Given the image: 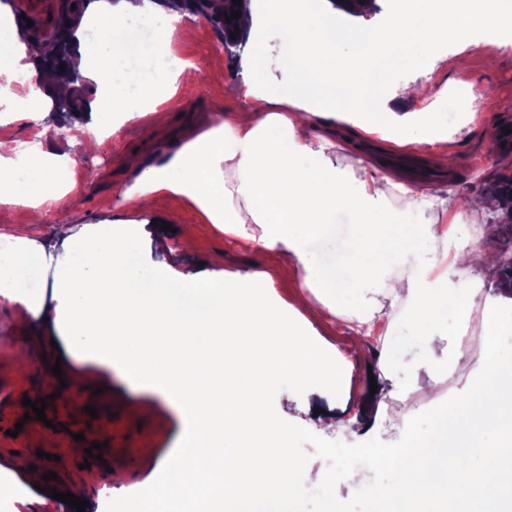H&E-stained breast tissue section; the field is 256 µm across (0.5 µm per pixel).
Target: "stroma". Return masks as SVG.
I'll return each mask as SVG.
<instances>
[{
    "label": "stroma",
    "mask_w": 512,
    "mask_h": 512,
    "mask_svg": "<svg viewBox=\"0 0 512 512\" xmlns=\"http://www.w3.org/2000/svg\"><path fill=\"white\" fill-rule=\"evenodd\" d=\"M10 2L20 31L38 41L55 32L65 8L63 0H43L33 11L25 0ZM172 47L177 57L193 64L199 78L180 86L178 107L167 124L156 125L149 118L135 116L90 149L82 129L84 119L73 108L43 112L33 121L0 111V139L9 141L15 151H22L30 141L42 150L59 145L72 160L69 190L43 207L37 237L43 270L33 306L0 300V416L23 425L14 437L0 431V448L17 449L20 457L16 463L0 458V476L7 477L12 486L11 492L0 495L9 512H76L34 488L26 469L30 462L68 477L69 491L88 502L85 512H133L143 486L175 454L186 426L183 414L159 393L129 382L117 368L86 360L67 316L58 311L63 290L57 270L67 256L75 248L90 245L102 230L137 218L121 199L135 178L126 165L127 154L136 151L147 160H159L171 143L185 144L222 124L229 110L251 104L245 95L241 64L252 52V37L244 38L235 55H226L221 31L211 17L189 13L178 24ZM438 77L447 82L449 94L464 99L448 116V131L455 140V163L448 183L450 206L445 211L425 209L433 186L411 179L387 192L386 206L405 209L411 224L429 216L438 224L468 225L469 238L479 240L487 258L497 263L502 256L512 255V229L501 224L504 211L500 200L493 198L492 187L500 173L512 171V147L489 154L483 149V139L502 125H512V44L472 50L467 69L443 68ZM399 150V145L384 141L379 133L364 132L351 143H337L332 157L342 169L354 170L364 156L382 161ZM474 194L491 200L483 224L497 225L494 237H483V224L470 223L467 213L456 205L458 199ZM153 217L154 224L144 227L142 261L162 275L174 278L185 266L217 258L226 268L242 271L264 262L261 248L225 237L223 227L209 223L190 199L157 200ZM361 296L381 301L384 316H393L397 310L402 313L391 330L392 340L404 348L394 377L426 381V370L412 366L416 350L409 341V306L381 300L374 288L362 290ZM348 357L353 370L346 414L353 422L327 432V439L353 444L357 433L375 424L383 440H396L411 416L407 402L397 396L386 399L381 407L367 405L369 369L376 361L353 351ZM55 363L60 364L66 382L60 396L69 402L61 415L84 429L88 437H106L107 450L117 459L109 472L99 475L83 468L84 442H63L25 417L21 391H28L33 401L46 397L44 372ZM91 404L96 405L97 416L87 413Z\"/></svg>",
    "instance_id": "1"
}]
</instances>
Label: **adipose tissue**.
<instances>
[{
  "instance_id": "adipose-tissue-1",
  "label": "adipose tissue",
  "mask_w": 512,
  "mask_h": 512,
  "mask_svg": "<svg viewBox=\"0 0 512 512\" xmlns=\"http://www.w3.org/2000/svg\"><path fill=\"white\" fill-rule=\"evenodd\" d=\"M182 17L180 0H94L80 15L67 67L95 85L84 101L89 133L105 109L117 126L134 104L155 122L168 119L177 83L192 76L190 64L170 50ZM273 18L287 46L288 86L269 89L262 57L253 53L245 81L251 107L156 164L131 153L137 178L123 194L130 203L189 198L210 223L223 225L225 236L257 243L265 265L233 272L214 263L171 279L142 263L134 223L75 249L59 272L83 355L119 363L126 378L175 402L187 421L176 455L146 486L138 512H299L291 487L300 464L290 430L267 413L265 401L283 384L343 400L352 364L342 344L323 346L304 333L322 311L343 320L344 340L371 349L380 399L427 394L447 368L468 362L461 351L438 356L437 339L467 325L477 285H449L447 266L420 259L447 236V226L428 219L410 224L399 211L383 212L385 189L398 185L401 173L380 172L369 156L359 173L348 172L329 150L342 124L368 112L398 144L447 167L453 140L443 113L393 111L387 89L400 71L432 72L435 50L449 38L478 48L512 34V7L482 0L465 22L439 11L436 0H413L383 26L353 28L330 7L253 0L242 22L256 35ZM39 51L0 4V103H22L27 119L37 117L41 104L36 85L53 94L66 89L62 72L36 67ZM69 167V156L55 151L20 165L0 153V223L8 221V206L37 209L60 199ZM340 212L352 213L350 230L324 254L312 241L335 236ZM411 255L418 262L409 281L385 278L387 268ZM286 258L307 288L290 313L271 296L270 269ZM39 262L27 243L1 257L0 292L30 305ZM369 286L391 301H410L412 342L427 385L398 386L391 373L401 349L386 339L371 345L378 309L360 297Z\"/></svg>"
}]
</instances>
